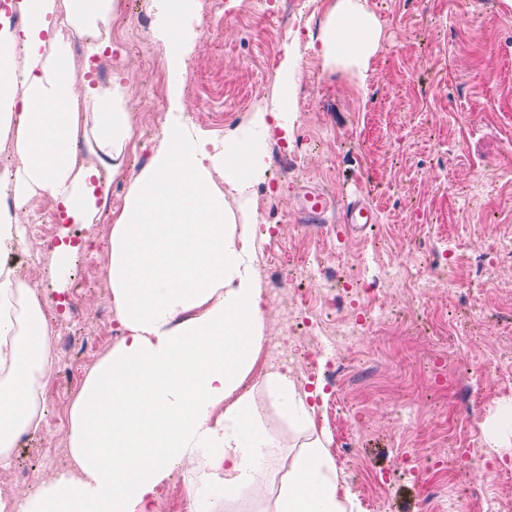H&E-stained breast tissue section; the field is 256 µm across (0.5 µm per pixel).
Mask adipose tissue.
Listing matches in <instances>:
<instances>
[{"label": "adipose tissue", "mask_w": 512, "mask_h": 512, "mask_svg": "<svg viewBox=\"0 0 512 512\" xmlns=\"http://www.w3.org/2000/svg\"><path fill=\"white\" fill-rule=\"evenodd\" d=\"M169 63L181 68L188 0H151ZM123 0H8L0 10V150L18 160L0 173V247L24 244L23 218L49 196L67 224L99 223L111 180L133 146L127 87L78 84L70 38L89 55L112 40ZM22 17L12 24L11 15ZM382 40L367 0H333L315 52L325 67L366 75ZM298 60L285 50L272 107L224 139L172 112L109 236L105 270L120 342L89 371L70 414L66 471L12 512H154L155 490L196 465L190 512H223L260 492L274 441L258 420L252 382L262 379L305 438L289 458L271 512H355L311 434L313 406L290 373L256 372L266 335L255 262L262 233L251 188L266 168L271 125L290 130ZM86 155H79L81 140ZM46 301L0 265V467L14 437L43 425L52 367Z\"/></svg>", "instance_id": "obj_1"}]
</instances>
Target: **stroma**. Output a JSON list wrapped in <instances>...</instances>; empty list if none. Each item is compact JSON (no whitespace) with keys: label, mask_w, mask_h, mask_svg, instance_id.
Segmentation results:
<instances>
[{"label":"stroma","mask_w":512,"mask_h":512,"mask_svg":"<svg viewBox=\"0 0 512 512\" xmlns=\"http://www.w3.org/2000/svg\"><path fill=\"white\" fill-rule=\"evenodd\" d=\"M222 0L219 12L194 0L183 23L193 48L185 70L169 71L150 0H124L108 54L112 73L129 84L127 104L136 118L137 149L126 172L113 180L102 223L53 224L38 211L25 219L26 244L15 265L39 270L32 286L54 300L51 332L76 341L98 339L99 318L111 311L102 275L109 261L112 211L121 209L140 170L154 152L169 111L168 92L179 87L184 111L210 135L248 124L253 109L276 92L275 69L285 46L298 51L300 79L293 99L292 133L271 128L265 191L253 198L261 225L270 227L258 257L261 282L276 281L266 311L272 338H282L288 307L299 284L288 269L326 260L328 279L308 281L311 313L330 328L349 319L320 306L350 275L371 276L394 265L402 282L381 284L373 299L385 321L361 336L345 357L336 386L315 401L316 432L359 512H421L428 484L438 491V512H458L465 489L484 486L487 497L512 502V468H451L431 475L430 465L451 448L493 446L488 425L499 408L512 406V260L499 247L512 245V6L504 0H368L383 25L382 48L366 78L324 69L311 44L331 0H296L292 15L302 34L266 16L280 0ZM321 189L344 204L360 195L378 212L360 233L335 223H305L304 189ZM80 248L56 287L49 256L60 231ZM457 265L450 282L436 277L447 255ZM80 292L78 312L67 302ZM77 349H55L47 377V429L26 437L0 486L26 466L39 480L62 472L48 451L66 445L75 389L60 369L78 361ZM254 397L262 425L276 442L263 491L251 512H267L281 485L283 463L298 441L263 384Z\"/></svg>","instance_id":"1"}]
</instances>
